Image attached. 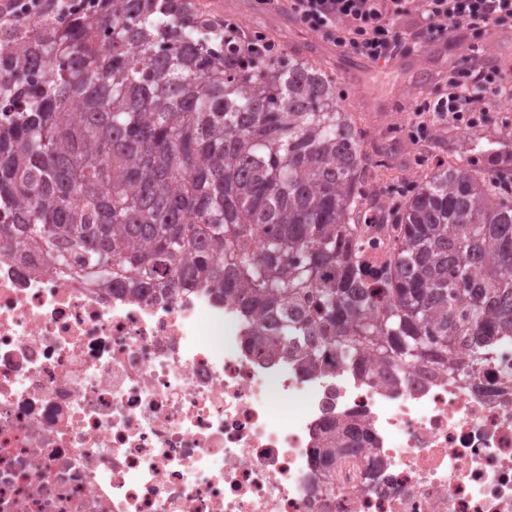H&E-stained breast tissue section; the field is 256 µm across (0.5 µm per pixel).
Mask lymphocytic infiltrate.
<instances>
[{"label":"lymphocytic infiltrate","instance_id":"lymphocytic-infiltrate-1","mask_svg":"<svg viewBox=\"0 0 512 512\" xmlns=\"http://www.w3.org/2000/svg\"><path fill=\"white\" fill-rule=\"evenodd\" d=\"M408 0H289L288 8L309 30L371 62L389 61L404 48L490 27H512V0H421L415 26H394ZM512 81L495 60L468 57L448 73V92L434 106L439 121L475 123L480 102Z\"/></svg>","mask_w":512,"mask_h":512}]
</instances>
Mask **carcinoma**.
Returning <instances> with one entry per match:
<instances>
[{
    "instance_id": "cac0c4a2",
    "label": "carcinoma",
    "mask_w": 512,
    "mask_h": 512,
    "mask_svg": "<svg viewBox=\"0 0 512 512\" xmlns=\"http://www.w3.org/2000/svg\"><path fill=\"white\" fill-rule=\"evenodd\" d=\"M0 26V251L132 294L191 280L234 299L248 344L308 371L365 353L460 379L512 337V168L448 166L381 213L334 82L242 56L195 0H91ZM348 428L324 433L328 470ZM366 245V258L370 265H383L389 260L391 245L383 233H371Z\"/></svg>"
}]
</instances>
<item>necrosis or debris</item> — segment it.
I'll return each instance as SVG.
<instances>
[{
  "instance_id": "obj_1",
  "label": "necrosis or debris",
  "mask_w": 512,
  "mask_h": 512,
  "mask_svg": "<svg viewBox=\"0 0 512 512\" xmlns=\"http://www.w3.org/2000/svg\"><path fill=\"white\" fill-rule=\"evenodd\" d=\"M210 288L0 256V512H512V340L469 376L256 354ZM361 425L332 474L326 427Z\"/></svg>"
}]
</instances>
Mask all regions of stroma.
<instances>
[{"mask_svg": "<svg viewBox=\"0 0 512 512\" xmlns=\"http://www.w3.org/2000/svg\"><path fill=\"white\" fill-rule=\"evenodd\" d=\"M196 4L216 20L238 24L250 35L262 34L278 52L302 56L332 75L346 110L364 134L363 150L376 173L370 192H388L403 182L417 185L439 164H459L478 151L512 160V86L486 98V116L474 125H449L428 110L447 94L448 70L471 50L512 69V28L450 42L442 58L433 55L431 46H424L415 53L420 62L416 73L399 76L308 31L289 12L286 0L273 7L260 0H196Z\"/></svg>", "mask_w": 512, "mask_h": 512, "instance_id": "stroma-1", "label": "stroma"}]
</instances>
